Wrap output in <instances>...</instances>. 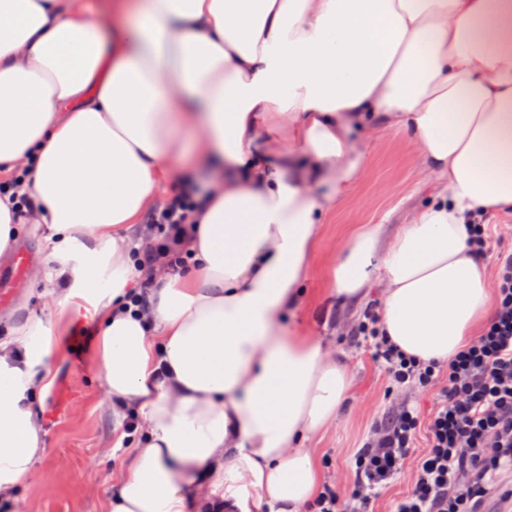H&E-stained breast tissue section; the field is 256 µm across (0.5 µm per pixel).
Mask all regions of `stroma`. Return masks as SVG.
Masks as SVG:
<instances>
[{
	"mask_svg": "<svg viewBox=\"0 0 512 512\" xmlns=\"http://www.w3.org/2000/svg\"><path fill=\"white\" fill-rule=\"evenodd\" d=\"M406 133L391 134L384 144L370 146L363 181L340 203L325 229L313 277L300 312L312 335L329 340L343 352L354 385L344 408L321 442L312 443L316 459H331L324 477L339 476L343 492H350L353 457L365 442L373 423L396 405L387 393L384 370L368 349L352 336L351 323L364 303L338 306L328 292V261L335 240L352 224H382L393 229L403 223L409 209L428 194ZM42 228L21 224L8 251L0 253V266L9 267L14 252L26 250L34 265L10 304L0 305V341L7 329L36 316L52 320L58 310L57 294L46 286L54 264L42 244ZM60 340L53 353L55 383L45 397L40 418L45 454L35 463L31 480L0 497V512H104L107 499L126 474L131 451L117 445L122 427L112 413V402L94 372L95 340L82 338L81 347L68 350Z\"/></svg>",
	"mask_w": 512,
	"mask_h": 512,
	"instance_id": "35a3bbf8",
	"label": "stroma"
}]
</instances>
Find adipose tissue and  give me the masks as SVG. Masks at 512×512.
<instances>
[{
	"label": "adipose tissue",
	"mask_w": 512,
	"mask_h": 512,
	"mask_svg": "<svg viewBox=\"0 0 512 512\" xmlns=\"http://www.w3.org/2000/svg\"><path fill=\"white\" fill-rule=\"evenodd\" d=\"M111 2L107 30L73 0H0V180L24 176L60 291L55 320L0 342V489L45 452L35 398L86 304L97 375L145 425L108 512H187L205 493L302 512L321 483L309 445L352 377L298 309L368 141L411 132L430 192L392 231L340 241L332 296L380 281L384 336L425 362L493 312L468 238L512 212V0ZM174 183L199 203L193 268L133 315L132 243Z\"/></svg>",
	"instance_id": "adipose-tissue-1"
}]
</instances>
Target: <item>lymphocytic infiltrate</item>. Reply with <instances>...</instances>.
<instances>
[{"label": "lymphocytic infiltrate", "instance_id": "obj_1", "mask_svg": "<svg viewBox=\"0 0 512 512\" xmlns=\"http://www.w3.org/2000/svg\"><path fill=\"white\" fill-rule=\"evenodd\" d=\"M197 206L178 191L148 215L135 250L137 289L129 297L136 313H145L146 290L157 275L188 258ZM492 286L495 308L486 330L445 364L407 356L383 336L374 309L357 319L352 333L384 366L389 393H430L434 403L426 414L401 404L376 423L355 456L350 494L328 481L309 512H372L380 489L393 480L407 485L394 512H483L493 497L512 499V488L493 483L500 473L512 474V253L498 255Z\"/></svg>", "mask_w": 512, "mask_h": 512}]
</instances>
